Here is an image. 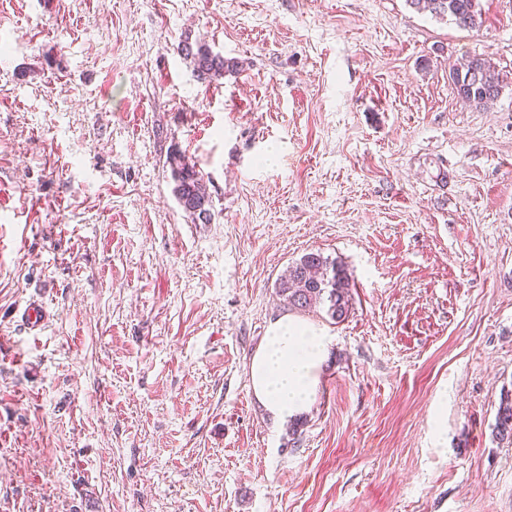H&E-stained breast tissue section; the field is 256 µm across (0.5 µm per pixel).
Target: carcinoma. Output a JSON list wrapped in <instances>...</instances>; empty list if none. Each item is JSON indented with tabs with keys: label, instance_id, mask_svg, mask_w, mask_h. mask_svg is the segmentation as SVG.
Instances as JSON below:
<instances>
[{
	"label": "carcinoma",
	"instance_id": "1",
	"mask_svg": "<svg viewBox=\"0 0 512 512\" xmlns=\"http://www.w3.org/2000/svg\"><path fill=\"white\" fill-rule=\"evenodd\" d=\"M417 11L428 12L440 19H450L458 27L479 26V0H407ZM181 51L192 58L199 75L223 77L239 71L240 62L234 58L214 55L199 44H182ZM457 95L466 103L482 107L497 99L503 79L491 64L479 57H465L450 71ZM166 163L175 182L174 194L183 210L193 219L206 224L211 220L212 199L203 185V175L195 164L178 149L167 155ZM276 294L290 310L306 312L312 305L321 304L334 323L343 322L352 308L351 285L343 266L320 252H308L288 266L276 283ZM495 437L512 443V399L501 402L494 427Z\"/></svg>",
	"mask_w": 512,
	"mask_h": 512
}]
</instances>
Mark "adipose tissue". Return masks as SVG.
<instances>
[{"mask_svg": "<svg viewBox=\"0 0 512 512\" xmlns=\"http://www.w3.org/2000/svg\"><path fill=\"white\" fill-rule=\"evenodd\" d=\"M328 344L324 331L312 324L272 321L249 364L251 388L269 417L288 421L313 402Z\"/></svg>", "mask_w": 512, "mask_h": 512, "instance_id": "1", "label": "adipose tissue"}]
</instances>
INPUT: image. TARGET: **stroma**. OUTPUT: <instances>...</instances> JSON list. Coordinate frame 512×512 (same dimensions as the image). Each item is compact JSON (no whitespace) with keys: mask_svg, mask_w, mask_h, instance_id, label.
I'll list each match as a JSON object with an SVG mask.
<instances>
[{"mask_svg":"<svg viewBox=\"0 0 512 512\" xmlns=\"http://www.w3.org/2000/svg\"><path fill=\"white\" fill-rule=\"evenodd\" d=\"M480 9L0 0V512H512V0ZM467 56L494 104L460 101ZM311 251L342 323L276 294ZM285 315L330 339L296 440L248 375ZM418 12H429L436 18H450L458 27L472 29L479 26V0H407ZM181 52H185L186 57H191L194 62L198 76L205 78L224 77L226 74L237 73L240 68V62L234 58H224L220 55H213L205 44H197L194 52L189 42H184ZM449 76L457 95L475 107L485 106L497 99L503 88L500 73L484 58H462L452 68ZM166 163L171 169L175 182L174 194L183 210L202 223H210L212 199L203 185V175L197 170L195 163L178 149L167 155ZM495 437L508 444L512 443V399L503 400L499 406L496 424L494 427Z\"/></svg>","mask_w":512,"mask_h":512,"instance_id":"35a3bbf8","label":"stroma"}]
</instances>
